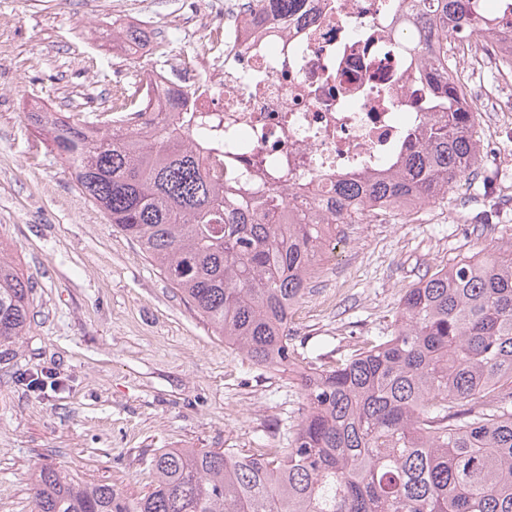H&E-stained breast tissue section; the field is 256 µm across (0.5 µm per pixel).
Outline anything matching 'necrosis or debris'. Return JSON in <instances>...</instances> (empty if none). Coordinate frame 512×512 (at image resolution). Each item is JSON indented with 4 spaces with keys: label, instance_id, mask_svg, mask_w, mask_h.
<instances>
[{
    "label": "necrosis or debris",
    "instance_id": "4bbe7bcc",
    "mask_svg": "<svg viewBox=\"0 0 512 512\" xmlns=\"http://www.w3.org/2000/svg\"><path fill=\"white\" fill-rule=\"evenodd\" d=\"M221 22L222 60L161 67L154 86L181 100L166 114L215 113L224 127V181L256 199L333 194L345 177L388 173L440 113L438 90L417 55L418 27L403 0H305L294 15L266 0H207Z\"/></svg>",
    "mask_w": 512,
    "mask_h": 512
}]
</instances>
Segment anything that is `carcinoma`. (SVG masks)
I'll return each instance as SVG.
<instances>
[{
  "instance_id": "obj_1",
  "label": "carcinoma",
  "mask_w": 512,
  "mask_h": 512,
  "mask_svg": "<svg viewBox=\"0 0 512 512\" xmlns=\"http://www.w3.org/2000/svg\"><path fill=\"white\" fill-rule=\"evenodd\" d=\"M484 0H408L442 39L502 44L512 71V14ZM441 90L442 115L418 133L393 174L337 184L334 225L361 224V205L448 199L478 160L474 115L448 47H418ZM134 83L112 88V111L157 110ZM78 190L100 208L242 357L292 370L305 412L287 448L160 449L156 480L131 498L37 467L34 512H512V251L472 255L419 280L400 300L390 337L327 368H305L288 346V314L325 247L323 216L277 223L286 197L257 203L224 186L198 144L218 126L208 112L149 131L87 126L68 112L26 113ZM35 283L0 253V358L27 325Z\"/></svg>"
}]
</instances>
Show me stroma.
Returning <instances> with one entry per match:
<instances>
[{
	"mask_svg": "<svg viewBox=\"0 0 512 512\" xmlns=\"http://www.w3.org/2000/svg\"><path fill=\"white\" fill-rule=\"evenodd\" d=\"M177 0H0V249L34 281L30 321L0 362V512H31L51 463L131 497L157 449L284 448L305 408L294 373L254 365L213 336L180 291L74 186L24 114L39 103L111 116L131 56L113 29L151 16L170 55L202 56ZM480 139L476 170L414 219L344 224L288 321L296 363L319 368L389 336L421 278L512 246V100L495 66L458 64Z\"/></svg>",
	"mask_w": 512,
	"mask_h": 512,
	"instance_id": "obj_1",
	"label": "stroma"
}]
</instances>
